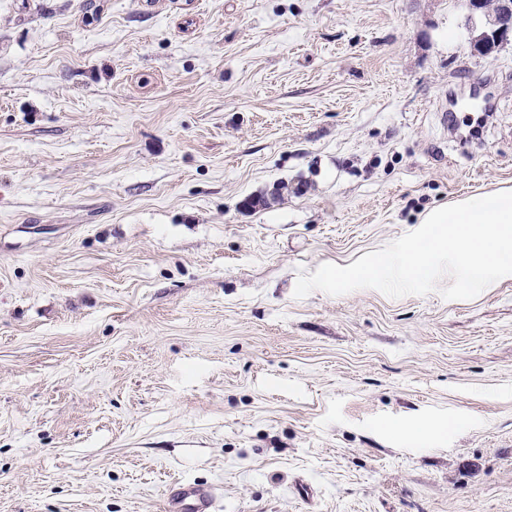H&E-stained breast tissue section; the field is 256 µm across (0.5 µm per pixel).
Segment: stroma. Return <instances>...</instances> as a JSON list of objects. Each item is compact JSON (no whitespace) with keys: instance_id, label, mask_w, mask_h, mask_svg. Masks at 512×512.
<instances>
[{"instance_id":"obj_1","label":"stroma","mask_w":512,"mask_h":512,"mask_svg":"<svg viewBox=\"0 0 512 512\" xmlns=\"http://www.w3.org/2000/svg\"><path fill=\"white\" fill-rule=\"evenodd\" d=\"M481 30L464 0H0V512H159L177 480L512 512V275L294 296L512 187Z\"/></svg>"}]
</instances>
